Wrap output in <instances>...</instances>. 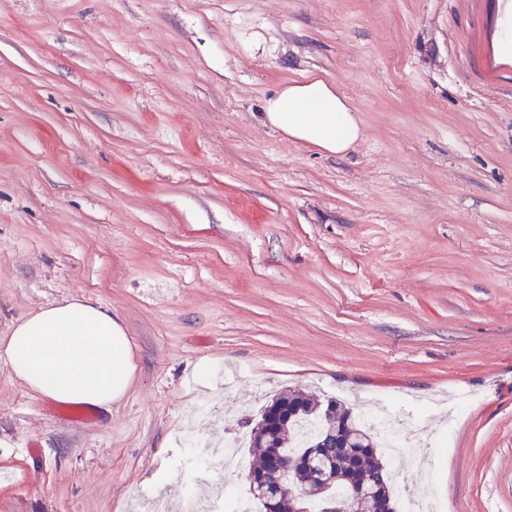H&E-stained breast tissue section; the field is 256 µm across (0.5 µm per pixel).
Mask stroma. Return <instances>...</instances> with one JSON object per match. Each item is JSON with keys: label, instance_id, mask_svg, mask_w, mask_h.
<instances>
[{"label": "stroma", "instance_id": "obj_1", "mask_svg": "<svg viewBox=\"0 0 512 512\" xmlns=\"http://www.w3.org/2000/svg\"><path fill=\"white\" fill-rule=\"evenodd\" d=\"M506 36L512 0H0V336L88 298L137 364L82 424L0 363V512H144L285 389L412 425L396 500L512 512ZM313 75L345 154L265 121Z\"/></svg>", "mask_w": 512, "mask_h": 512}]
</instances>
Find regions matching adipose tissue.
Here are the masks:
<instances>
[{
    "mask_svg": "<svg viewBox=\"0 0 512 512\" xmlns=\"http://www.w3.org/2000/svg\"><path fill=\"white\" fill-rule=\"evenodd\" d=\"M264 115L289 138L330 154H345L362 136L351 107L317 76L278 91ZM0 362L39 397L98 412L122 400L136 371L120 316L88 299L26 315L0 339Z\"/></svg>",
    "mask_w": 512,
    "mask_h": 512,
    "instance_id": "adipose-tissue-1",
    "label": "adipose tissue"
}]
</instances>
